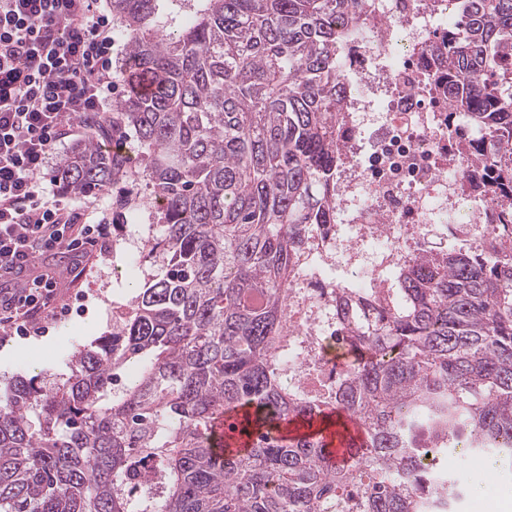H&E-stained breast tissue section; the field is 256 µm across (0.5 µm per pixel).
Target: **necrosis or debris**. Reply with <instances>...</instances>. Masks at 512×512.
Here are the masks:
<instances>
[{
  "mask_svg": "<svg viewBox=\"0 0 512 512\" xmlns=\"http://www.w3.org/2000/svg\"><path fill=\"white\" fill-rule=\"evenodd\" d=\"M448 0H369L361 37L347 49L343 73L356 94L339 119L335 223L312 233L288 292V387L306 401L333 397L339 354L353 323L336 308V291L357 296L385 288L390 275L432 250L438 227L451 247L498 244L497 207L466 192L462 138L450 122L442 45ZM436 497L425 512H466L469 490L448 495L447 464L426 453Z\"/></svg>",
  "mask_w": 512,
  "mask_h": 512,
  "instance_id": "necrosis-or-debris-1",
  "label": "necrosis or debris"
}]
</instances>
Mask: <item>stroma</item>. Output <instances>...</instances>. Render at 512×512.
<instances>
[{"label": "stroma", "instance_id": "35a3bbf8", "mask_svg": "<svg viewBox=\"0 0 512 512\" xmlns=\"http://www.w3.org/2000/svg\"><path fill=\"white\" fill-rule=\"evenodd\" d=\"M132 199L133 207L115 214L113 251L90 257L86 276L61 282L68 314L58 317L41 335L0 337V391L12 378L39 376L56 382L71 373L75 352L111 335L116 308L126 305L149 275L159 273L156 265L138 264L135 254L152 234L157 206L143 183L123 181L95 195L102 207Z\"/></svg>", "mask_w": 512, "mask_h": 512}]
</instances>
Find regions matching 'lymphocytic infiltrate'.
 I'll return each mask as SVG.
<instances>
[{
    "label": "lymphocytic infiltrate",
    "mask_w": 512,
    "mask_h": 512,
    "mask_svg": "<svg viewBox=\"0 0 512 512\" xmlns=\"http://www.w3.org/2000/svg\"><path fill=\"white\" fill-rule=\"evenodd\" d=\"M112 21L99 0H0V332H45L62 274L112 247L108 212L68 201L50 155L112 120ZM70 253L66 272L45 263Z\"/></svg>",
    "instance_id": "f902f5d3"
}]
</instances>
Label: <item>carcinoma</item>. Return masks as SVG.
<instances>
[{
  "instance_id": "obj_1",
  "label": "carcinoma",
  "mask_w": 512,
  "mask_h": 512,
  "mask_svg": "<svg viewBox=\"0 0 512 512\" xmlns=\"http://www.w3.org/2000/svg\"><path fill=\"white\" fill-rule=\"evenodd\" d=\"M367 0H194L177 33L161 0H110L136 91L112 140L75 144L63 189L142 181L159 204L163 260L112 335L48 388L0 393V512H422L420 457L446 444L512 461V247L439 250L355 321L357 363L336 396L288 391L289 283L336 196V115L347 108L345 46ZM448 105L472 128L480 194L512 235V0H448ZM475 106V111L462 108ZM132 372L119 392L113 375ZM328 409L361 421L349 467L324 439L273 433ZM242 414L249 449L215 453V424Z\"/></svg>"
}]
</instances>
